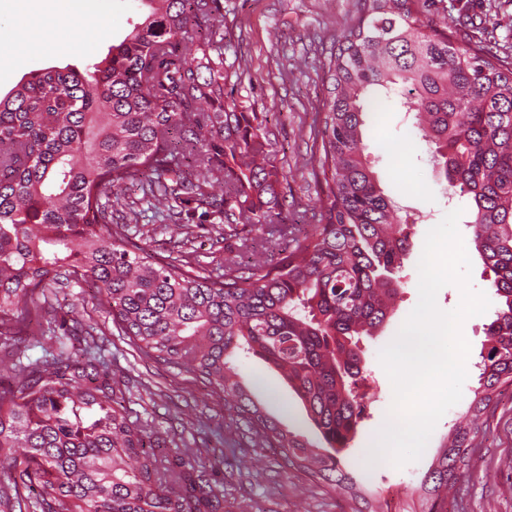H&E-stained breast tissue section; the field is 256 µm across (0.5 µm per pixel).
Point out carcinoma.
Masks as SVG:
<instances>
[{"instance_id": "obj_1", "label": "carcinoma", "mask_w": 512, "mask_h": 512, "mask_svg": "<svg viewBox=\"0 0 512 512\" xmlns=\"http://www.w3.org/2000/svg\"><path fill=\"white\" fill-rule=\"evenodd\" d=\"M147 8L99 62L30 74L0 96V348L16 332L51 341L0 384V512H223L192 449L169 457L121 405L99 359L97 327L60 334L52 298L75 277L106 304L119 334L157 364L185 369L224 397L250 438L383 512L342 464L362 419L358 343L384 324L401 288L409 216L373 170L363 130L398 89L431 146L497 300L465 416L397 512H446L494 396L512 387V61L434 24L435 0H356L323 64L314 171L322 198L303 236L284 222L282 174L257 113L228 97L218 0H138ZM129 184L158 212L170 201L247 224L239 259L213 277L103 228L136 223L112 199ZM220 187L221 193L214 192ZM262 240L277 256L259 257ZM245 349L278 369L319 429L312 448L255 402L231 358Z\"/></svg>"}]
</instances>
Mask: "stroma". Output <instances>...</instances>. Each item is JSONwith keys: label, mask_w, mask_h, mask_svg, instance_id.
<instances>
[{"label": "stroma", "mask_w": 512, "mask_h": 512, "mask_svg": "<svg viewBox=\"0 0 512 512\" xmlns=\"http://www.w3.org/2000/svg\"><path fill=\"white\" fill-rule=\"evenodd\" d=\"M355 0H220L224 15V52L230 77L227 85L236 100L265 120L272 150L284 174L282 189L287 197L289 219L309 224L321 210L319 188L313 177L312 156L318 112L327 96L322 64L331 45L342 34ZM448 10V25L458 28L466 20L486 27L487 38L500 56L512 54V0H442ZM99 17L62 51L32 49L11 52L0 42V54H11L9 65L0 68V93H8L30 73L51 66L85 67L100 61L112 41L141 22L137 0H92ZM373 169L382 187L400 205L421 214L409 225V251L398 272L403 288L395 305L375 336L363 338V362L368 378L365 417L343 456L355 463L358 454H369L379 431L388 420L393 400L391 382L379 362L380 350L397 335L418 302V263L427 232L438 225L452 207H465V200L449 204L445 182L439 181L428 144L399 97L382 99L376 112L368 114L364 128ZM189 227L182 235L162 224L139 222L127 225L126 234L164 256L189 254L193 264L212 275L224 273L225 258L239 251L240 243L225 238L218 217H183ZM66 301H79V317L95 323L102 340L101 355L125 386V405L132 418L152 427L163 439H183L196 451L198 464L223 470L233 462V472L214 492L224 498V512H355L356 504L315 482L302 470L274 476L280 460L270 448H261L236 431L222 397L211 393L186 370L158 366L139 355L118 335L112 319L91 288L71 281L61 292ZM493 311L464 322L470 343L467 379L463 396L438 421L419 461L398 469L385 461L373 463L371 488L381 503L402 498L406 485L418 484L436 457L459 416L464 414L478 385L475 367L486 344L485 330ZM233 363L241 382L266 410L289 430L313 446H322L319 430L308 419L300 400L281 374L258 357L237 353ZM450 512H512V400L500 397L497 407L477 440V446L459 484L448 498Z\"/></svg>", "instance_id": "obj_1"}]
</instances>
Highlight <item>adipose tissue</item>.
<instances>
[{
  "mask_svg": "<svg viewBox=\"0 0 512 512\" xmlns=\"http://www.w3.org/2000/svg\"><path fill=\"white\" fill-rule=\"evenodd\" d=\"M48 0H15L18 24L14 43L30 48H68L74 35L94 23L88 0H67L65 10L47 5Z\"/></svg>",
  "mask_w": 512,
  "mask_h": 512,
  "instance_id": "adipose-tissue-1",
  "label": "adipose tissue"
}]
</instances>
